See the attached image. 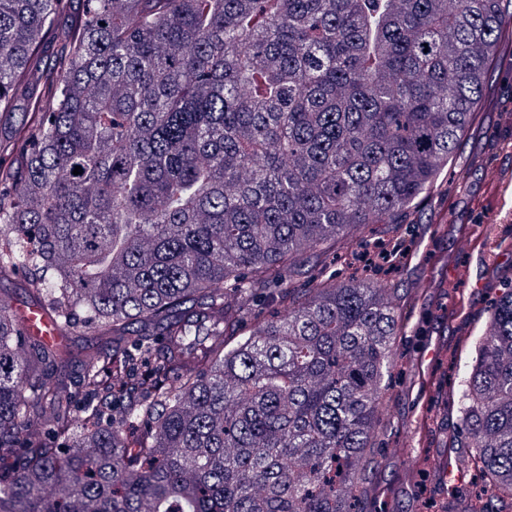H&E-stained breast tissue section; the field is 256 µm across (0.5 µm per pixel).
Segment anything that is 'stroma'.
Returning a JSON list of instances; mask_svg holds the SVG:
<instances>
[{"label": "stroma", "mask_w": 512, "mask_h": 512, "mask_svg": "<svg viewBox=\"0 0 512 512\" xmlns=\"http://www.w3.org/2000/svg\"><path fill=\"white\" fill-rule=\"evenodd\" d=\"M512 28L502 32L474 122L442 172L438 189L407 215L411 254L398 273L404 311L395 365L387 380L388 420L377 438L365 512H443L447 500L428 478L435 460L459 437L455 392L470 358L482 313L512 285ZM478 290L458 291L463 273ZM416 458L424 478L410 481L403 454Z\"/></svg>", "instance_id": "stroma-1"}]
</instances>
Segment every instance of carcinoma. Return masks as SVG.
<instances>
[{
    "mask_svg": "<svg viewBox=\"0 0 512 512\" xmlns=\"http://www.w3.org/2000/svg\"><path fill=\"white\" fill-rule=\"evenodd\" d=\"M70 2L0 0V281L112 345L0 299V512H364L403 316L385 272L291 281L437 184L512 12ZM457 402L475 497L512 501V287ZM14 315L24 336H35L54 347L63 343L64 337L57 325L40 306L31 304L15 307Z\"/></svg>",
    "mask_w": 512,
    "mask_h": 512,
    "instance_id": "1",
    "label": "carcinoma"
}]
</instances>
